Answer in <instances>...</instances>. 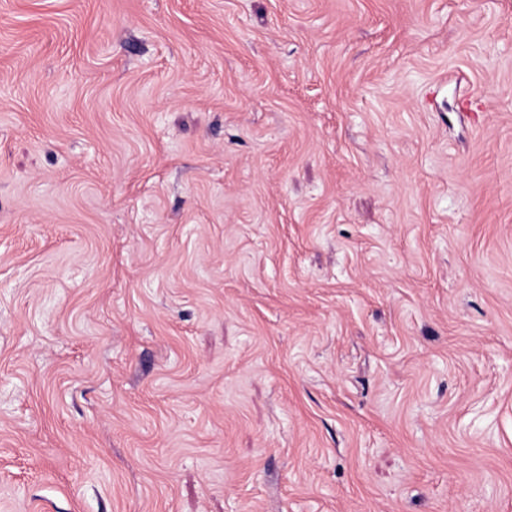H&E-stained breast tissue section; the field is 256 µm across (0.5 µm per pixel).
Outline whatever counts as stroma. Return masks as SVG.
<instances>
[{"label": "stroma", "instance_id": "35a3bbf8", "mask_svg": "<svg viewBox=\"0 0 512 512\" xmlns=\"http://www.w3.org/2000/svg\"><path fill=\"white\" fill-rule=\"evenodd\" d=\"M0 512H512V0H0Z\"/></svg>", "mask_w": 512, "mask_h": 512}]
</instances>
